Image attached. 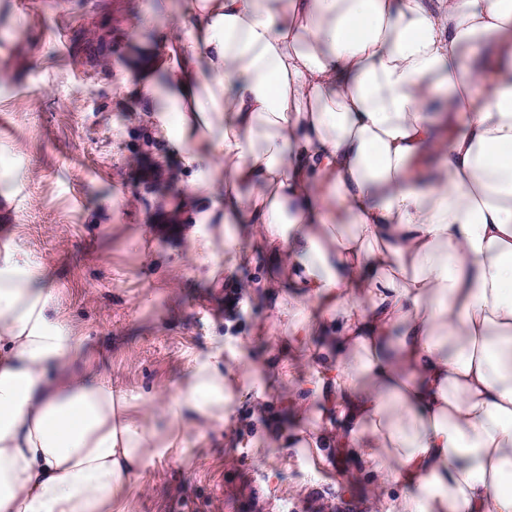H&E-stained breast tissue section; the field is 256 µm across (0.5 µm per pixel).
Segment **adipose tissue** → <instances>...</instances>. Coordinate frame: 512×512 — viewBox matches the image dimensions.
Returning <instances> with one entry per match:
<instances>
[{
  "instance_id": "obj_1",
  "label": "adipose tissue",
  "mask_w": 512,
  "mask_h": 512,
  "mask_svg": "<svg viewBox=\"0 0 512 512\" xmlns=\"http://www.w3.org/2000/svg\"><path fill=\"white\" fill-rule=\"evenodd\" d=\"M134 28L151 123L208 165L199 252L257 232L295 347L321 335L300 440L368 470L370 512H512V0H179ZM35 280L0 247V512H112L154 436ZM225 372L196 360L164 412L223 416Z\"/></svg>"
}]
</instances>
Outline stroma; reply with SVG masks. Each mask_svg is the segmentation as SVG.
<instances>
[{"label":"stroma","instance_id":"1","mask_svg":"<svg viewBox=\"0 0 512 512\" xmlns=\"http://www.w3.org/2000/svg\"><path fill=\"white\" fill-rule=\"evenodd\" d=\"M169 0H0V245L38 271L55 314L82 336L84 364L130 397L128 413L155 435L146 460L112 512H368L364 471L339 470L316 449L274 445L296 424L285 398L295 385L288 327L264 296L288 274L259 238L225 267L204 258L169 211L189 196L204 165L156 138L123 69L138 47L128 35L145 11ZM215 269L201 278L202 263ZM241 289L239 316L224 311ZM248 340L240 352V340ZM223 348L230 368L258 380L235 386L224 418L177 435L149 394L187 376L196 358Z\"/></svg>","mask_w":512,"mask_h":512}]
</instances>
